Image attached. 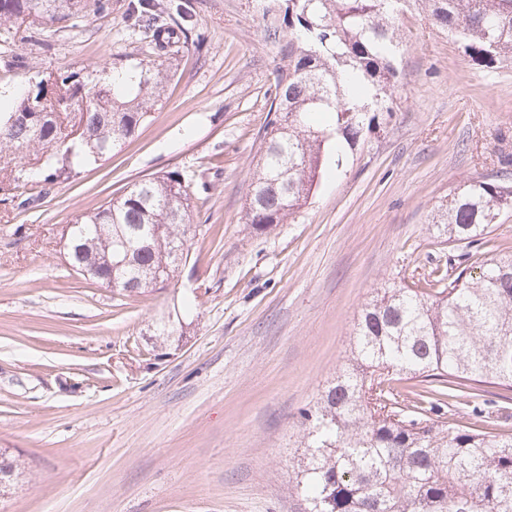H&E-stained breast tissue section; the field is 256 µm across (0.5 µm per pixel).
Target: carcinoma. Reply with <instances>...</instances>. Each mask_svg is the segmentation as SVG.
<instances>
[{
	"mask_svg": "<svg viewBox=\"0 0 512 512\" xmlns=\"http://www.w3.org/2000/svg\"><path fill=\"white\" fill-rule=\"evenodd\" d=\"M424 10L439 31L487 69L512 65V0H398ZM103 0H0V25L64 20ZM133 26L154 49L170 46L154 0L133 7ZM283 21L303 43L288 41V69L276 77L260 160L249 184L245 223L255 233L282 224L305 202L320 170L341 169L344 152L380 127L393 111L403 46L389 0H285ZM167 70L138 60L112 70V81L50 75L0 114V192L68 179L131 137L162 100ZM27 114L26 123L11 122ZM83 128L80 135L67 124ZM191 182L179 171L131 184L119 197L70 226L73 271L112 274L126 296L175 280L188 259ZM512 188L475 180L453 195L439 236L462 249L483 239ZM128 258L106 268L115 254ZM443 278L423 288L392 286L357 318L350 356L301 414L304 464L294 488L305 512H512V434L490 435L462 420L432 418L448 404L471 403L488 381L512 389V256L480 265L477 277ZM154 336L176 343L175 322ZM410 389L412 416L398 398ZM3 478L26 473L18 457L0 452Z\"/></svg>",
	"mask_w": 512,
	"mask_h": 512,
	"instance_id": "cac0c4a2",
	"label": "carcinoma"
}]
</instances>
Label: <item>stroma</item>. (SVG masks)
I'll return each instance as SVG.
<instances>
[{"instance_id": "obj_1", "label": "stroma", "mask_w": 512, "mask_h": 512, "mask_svg": "<svg viewBox=\"0 0 512 512\" xmlns=\"http://www.w3.org/2000/svg\"><path fill=\"white\" fill-rule=\"evenodd\" d=\"M177 32L165 95L136 133L66 181L0 195V448L27 475L0 512H303L300 412L346 361L361 306L388 284L456 277L434 237L474 180L512 186V68L474 65L422 11L401 17L396 104L287 223L244 214L276 76L284 0H159ZM64 22L0 27V106L57 72L152 60L131 0ZM178 170L208 189L175 280L124 297L62 254L78 216ZM190 301L180 347L148 341ZM485 425L512 433V391Z\"/></svg>"}]
</instances>
